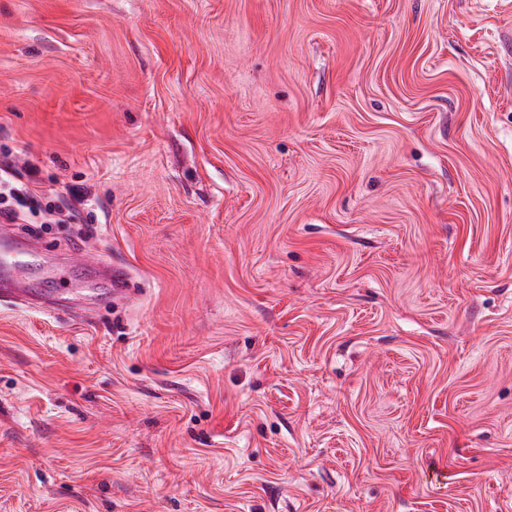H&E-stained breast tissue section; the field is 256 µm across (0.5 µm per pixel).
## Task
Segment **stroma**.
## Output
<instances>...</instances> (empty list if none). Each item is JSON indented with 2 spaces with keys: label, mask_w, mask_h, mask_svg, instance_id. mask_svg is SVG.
<instances>
[{
  "label": "stroma",
  "mask_w": 512,
  "mask_h": 512,
  "mask_svg": "<svg viewBox=\"0 0 512 512\" xmlns=\"http://www.w3.org/2000/svg\"><path fill=\"white\" fill-rule=\"evenodd\" d=\"M8 155L0 512H512V0H0ZM6 158L7 160L0 163V218L1 222L4 220L7 223H17V220H21L20 208L27 207L28 203L34 201L36 195L28 185L16 179L13 161ZM31 264L1 263L0 298L15 303H28L33 298L30 288ZM4 287V288H2ZM108 268L111 297L124 302L131 301L136 295V289L132 288L129 272L125 268L112 267V264Z\"/></svg>",
  "instance_id": "obj_1"
}]
</instances>
